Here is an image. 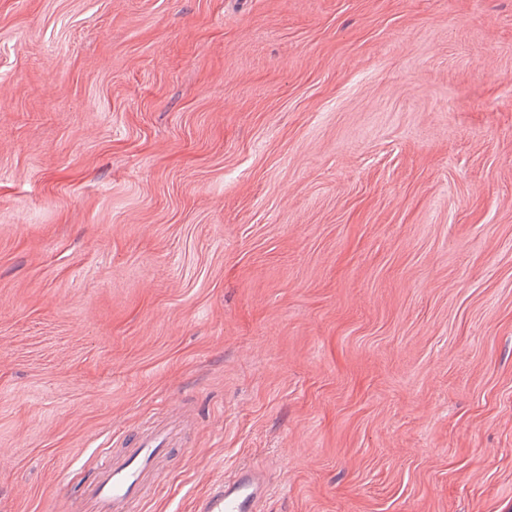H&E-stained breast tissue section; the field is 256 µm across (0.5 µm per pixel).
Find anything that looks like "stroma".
Wrapping results in <instances>:
<instances>
[{
	"mask_svg": "<svg viewBox=\"0 0 512 512\" xmlns=\"http://www.w3.org/2000/svg\"><path fill=\"white\" fill-rule=\"evenodd\" d=\"M177 408L136 512H512V0H0V512ZM268 491L263 472L244 466L212 481L198 497L197 512H258Z\"/></svg>",
	"mask_w": 512,
	"mask_h": 512,
	"instance_id": "35a3bbf8",
	"label": "stroma"
}]
</instances>
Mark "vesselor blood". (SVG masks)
I'll list each match as a JSON object with an SVG mask.
<instances>
[{
  "instance_id": "vessel-or-blood-1",
  "label": "vessel or blood",
  "mask_w": 512,
  "mask_h": 512,
  "mask_svg": "<svg viewBox=\"0 0 512 512\" xmlns=\"http://www.w3.org/2000/svg\"><path fill=\"white\" fill-rule=\"evenodd\" d=\"M178 434L173 421L147 426L130 447L100 462L95 480L71 512H131L134 502L159 488L157 462L175 447ZM267 491L263 472L244 466L212 481L197 499V512H259Z\"/></svg>"
}]
</instances>
